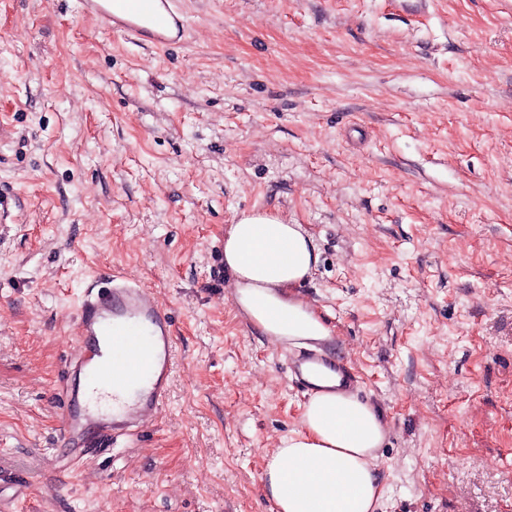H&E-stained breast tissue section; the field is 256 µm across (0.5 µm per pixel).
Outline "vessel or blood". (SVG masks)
<instances>
[{
    "instance_id": "b4317fda",
    "label": "vessel or blood",
    "mask_w": 512,
    "mask_h": 512,
    "mask_svg": "<svg viewBox=\"0 0 512 512\" xmlns=\"http://www.w3.org/2000/svg\"><path fill=\"white\" fill-rule=\"evenodd\" d=\"M81 13L97 16L110 29L168 46L184 24L176 0H77ZM78 344L95 349L94 358L77 355L71 374L84 376L92 401L111 400V414L75 409L65 402L62 430L73 437L96 425L108 434L127 432L141 421L156 418L168 398L174 338L166 308L153 296L121 278L110 277L97 292L84 296L76 310ZM334 374L335 392L353 393L357 380L347 364L308 351L292 362L291 374L305 391L317 388L322 375Z\"/></svg>"
}]
</instances>
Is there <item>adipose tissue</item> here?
<instances>
[{"label":"adipose tissue","mask_w":512,"mask_h":512,"mask_svg":"<svg viewBox=\"0 0 512 512\" xmlns=\"http://www.w3.org/2000/svg\"><path fill=\"white\" fill-rule=\"evenodd\" d=\"M320 261L303 225L270 212L224 230V272L236 305L272 339L303 346L328 336L323 317L296 293ZM385 422L371 403L323 391L302 407L299 427L268 455L261 483L275 512H379L385 487L376 451Z\"/></svg>","instance_id":"obj_1"}]
</instances>
